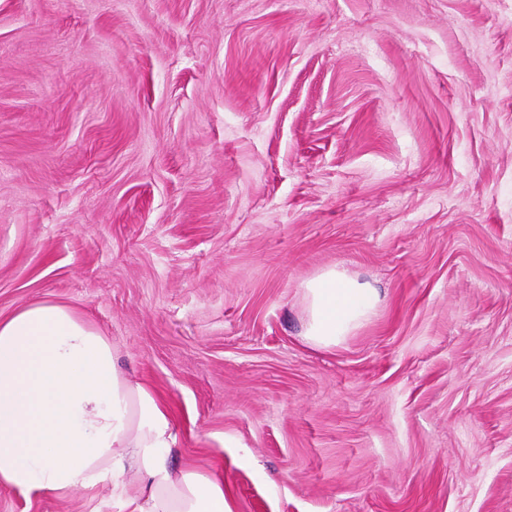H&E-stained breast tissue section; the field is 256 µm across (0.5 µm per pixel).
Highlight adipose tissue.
I'll return each mask as SVG.
<instances>
[{
  "mask_svg": "<svg viewBox=\"0 0 512 512\" xmlns=\"http://www.w3.org/2000/svg\"><path fill=\"white\" fill-rule=\"evenodd\" d=\"M381 300L335 267L305 284L307 343L341 345ZM170 416L119 368L111 340L69 307L0 320V487L60 495L99 484L125 512H230L216 476L176 468Z\"/></svg>",
  "mask_w": 512,
  "mask_h": 512,
  "instance_id": "ef3b65f1",
  "label": "adipose tissue"
}]
</instances>
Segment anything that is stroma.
Masks as SVG:
<instances>
[{"label":"stroma","mask_w":512,"mask_h":512,"mask_svg":"<svg viewBox=\"0 0 512 512\" xmlns=\"http://www.w3.org/2000/svg\"><path fill=\"white\" fill-rule=\"evenodd\" d=\"M332 266L382 300L326 350ZM41 301L232 512H512V0H0V319Z\"/></svg>","instance_id":"stroma-1"}]
</instances>
